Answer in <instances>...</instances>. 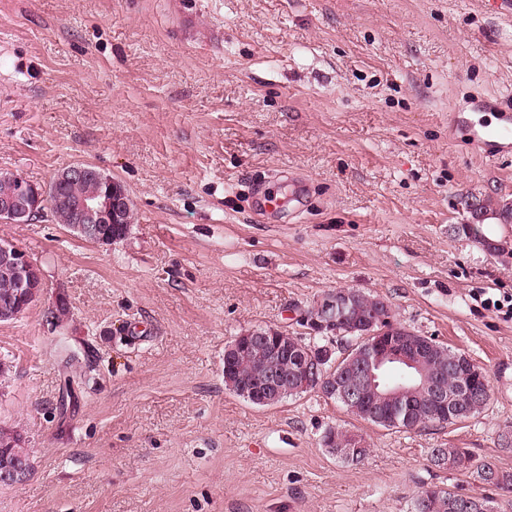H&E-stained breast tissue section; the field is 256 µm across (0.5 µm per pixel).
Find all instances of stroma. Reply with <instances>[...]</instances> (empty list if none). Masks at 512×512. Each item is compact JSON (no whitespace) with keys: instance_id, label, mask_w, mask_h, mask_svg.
I'll return each mask as SVG.
<instances>
[{"instance_id":"stroma-1","label":"stroma","mask_w":512,"mask_h":512,"mask_svg":"<svg viewBox=\"0 0 512 512\" xmlns=\"http://www.w3.org/2000/svg\"><path fill=\"white\" fill-rule=\"evenodd\" d=\"M512 113V19L481 0H0V171L45 185L86 163L134 219L109 246L51 218L0 222L45 286L0 322V427L32 471L0 512H411L431 465L470 449L512 470V153L472 128ZM303 176L304 195L259 213ZM486 204L474 219L465 200ZM507 240L487 251L459 233ZM355 288L490 377L464 422L385 429L312 391L259 407L224 386V348L275 328L341 351L302 316ZM65 302L57 324L49 309ZM93 352L67 413L60 358ZM362 436L368 458L328 452ZM323 441L330 453L351 463H360L370 454V448H368V444L362 436L350 434L342 429H330L324 435ZM357 444L362 445V447L353 448L350 458L344 455L346 452L345 448H351Z\"/></svg>"}]
</instances>
